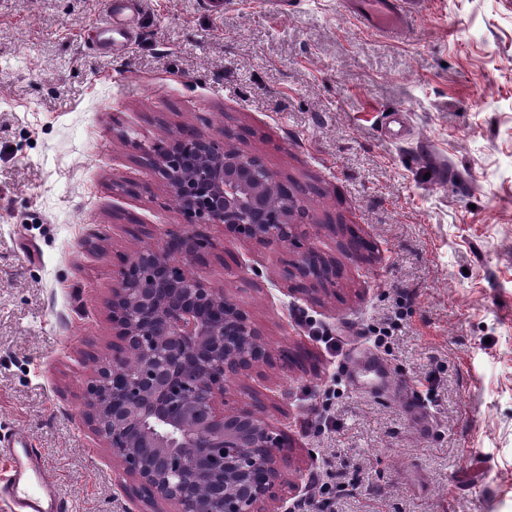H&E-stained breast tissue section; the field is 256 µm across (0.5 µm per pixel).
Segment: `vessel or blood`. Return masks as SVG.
<instances>
[{"label": "vessel or blood", "instance_id": "b4317fda", "mask_svg": "<svg viewBox=\"0 0 512 512\" xmlns=\"http://www.w3.org/2000/svg\"><path fill=\"white\" fill-rule=\"evenodd\" d=\"M418 7L417 0H370L354 17L365 28L384 32L401 31ZM0 455L11 463L7 479L0 481V502L10 503L13 512H66V505L49 480L38 449L16 439L0 445Z\"/></svg>", "mask_w": 512, "mask_h": 512}]
</instances>
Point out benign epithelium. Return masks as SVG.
Wrapping results in <instances>:
<instances>
[{
    "mask_svg": "<svg viewBox=\"0 0 512 512\" xmlns=\"http://www.w3.org/2000/svg\"><path fill=\"white\" fill-rule=\"evenodd\" d=\"M152 167L188 223L219 224L261 244L300 247L303 215L260 156L197 132L155 150ZM212 243L170 231L112 279V356L87 385L90 422L151 512H264L285 487L288 439L227 382L270 358L250 315L188 272ZM295 276L314 290L336 266L308 247Z\"/></svg>",
    "mask_w": 512,
    "mask_h": 512,
    "instance_id": "1",
    "label": "benign epithelium"
}]
</instances>
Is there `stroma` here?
Segmentation results:
<instances>
[{
	"mask_svg": "<svg viewBox=\"0 0 512 512\" xmlns=\"http://www.w3.org/2000/svg\"><path fill=\"white\" fill-rule=\"evenodd\" d=\"M108 7L0 0V436L40 449L68 512H147L86 384L113 268L185 222L149 151L195 129L261 155L339 272L302 292L294 251L195 227L189 271L271 350L229 383L291 440L270 512H326L322 471L336 512H512V0H420L399 38L341 0H139L112 53Z\"/></svg>",
	"mask_w": 512,
	"mask_h": 512,
	"instance_id": "1",
	"label": "stroma"
}]
</instances>
